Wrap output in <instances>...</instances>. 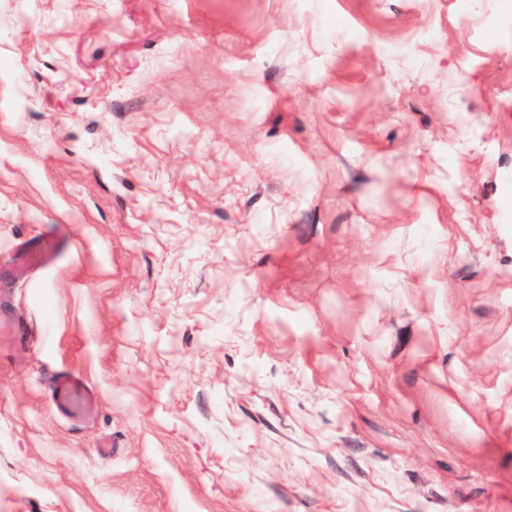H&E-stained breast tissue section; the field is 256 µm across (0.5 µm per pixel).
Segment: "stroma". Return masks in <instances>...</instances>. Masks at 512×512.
Segmentation results:
<instances>
[{"instance_id":"35a3bbf8","label":"stroma","mask_w":512,"mask_h":512,"mask_svg":"<svg viewBox=\"0 0 512 512\" xmlns=\"http://www.w3.org/2000/svg\"><path fill=\"white\" fill-rule=\"evenodd\" d=\"M0 512H512V0H0ZM61 246V240L57 237H44L33 245L29 252V257L35 264H43L58 253ZM52 398L62 416L77 422L92 416L97 406L93 390L73 372H61L54 377Z\"/></svg>"}]
</instances>
